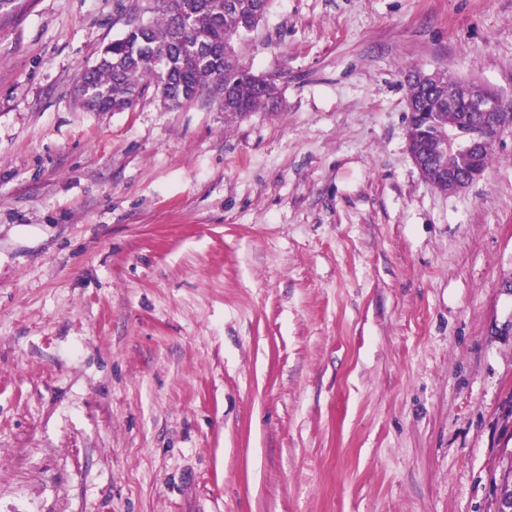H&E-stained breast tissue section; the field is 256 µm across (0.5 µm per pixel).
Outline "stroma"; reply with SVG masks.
I'll list each match as a JSON object with an SVG mask.
<instances>
[{"label": "stroma", "instance_id": "35a3bbf8", "mask_svg": "<svg viewBox=\"0 0 512 512\" xmlns=\"http://www.w3.org/2000/svg\"><path fill=\"white\" fill-rule=\"evenodd\" d=\"M146 6L0 16V512H495L512 127L441 192L404 74L512 113V0H270L274 105L86 111Z\"/></svg>", "mask_w": 512, "mask_h": 512}]
</instances>
